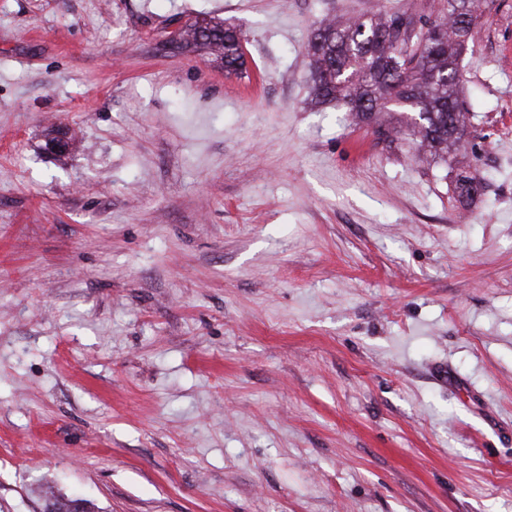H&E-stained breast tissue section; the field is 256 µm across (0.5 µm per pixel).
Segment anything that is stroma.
<instances>
[{
	"instance_id": "1",
	"label": "stroma",
	"mask_w": 512,
	"mask_h": 512,
	"mask_svg": "<svg viewBox=\"0 0 512 512\" xmlns=\"http://www.w3.org/2000/svg\"><path fill=\"white\" fill-rule=\"evenodd\" d=\"M480 3L443 162L404 109L310 102L319 20L432 0H0V512H512V0ZM210 17L238 73L165 47Z\"/></svg>"
}]
</instances>
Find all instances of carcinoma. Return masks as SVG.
I'll return each instance as SVG.
<instances>
[{"instance_id": "1", "label": "carcinoma", "mask_w": 512, "mask_h": 512, "mask_svg": "<svg viewBox=\"0 0 512 512\" xmlns=\"http://www.w3.org/2000/svg\"><path fill=\"white\" fill-rule=\"evenodd\" d=\"M438 10L436 19L386 11L362 23L320 21L315 32L321 48L308 52L311 102L322 106L348 101V111L370 119L394 101L413 113L408 135L430 154L445 158L448 147L462 143L466 135L458 60L473 40L477 15L474 0H441ZM406 15L418 18V31L406 27ZM168 43L176 51L203 53L228 73L245 64L241 33L220 19L184 24ZM481 188L472 173L456 175L459 198Z\"/></svg>"}]
</instances>
